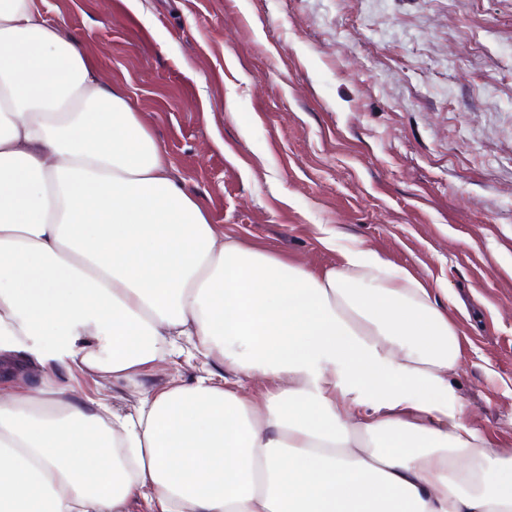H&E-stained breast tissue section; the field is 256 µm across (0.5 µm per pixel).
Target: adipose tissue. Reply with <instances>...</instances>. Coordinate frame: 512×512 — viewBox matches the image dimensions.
<instances>
[{
  "label": "adipose tissue",
  "instance_id": "1",
  "mask_svg": "<svg viewBox=\"0 0 512 512\" xmlns=\"http://www.w3.org/2000/svg\"><path fill=\"white\" fill-rule=\"evenodd\" d=\"M35 2L0 0V512H512L435 287L328 224L319 268L226 236ZM183 338L230 386L142 387ZM64 358L136 412L75 396Z\"/></svg>",
  "mask_w": 512,
  "mask_h": 512
}]
</instances>
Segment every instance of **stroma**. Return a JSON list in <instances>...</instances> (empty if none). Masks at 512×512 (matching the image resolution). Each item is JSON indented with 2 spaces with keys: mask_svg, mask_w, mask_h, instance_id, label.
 Returning <instances> with one entry per match:
<instances>
[{
  "mask_svg": "<svg viewBox=\"0 0 512 512\" xmlns=\"http://www.w3.org/2000/svg\"><path fill=\"white\" fill-rule=\"evenodd\" d=\"M176 179L248 245L315 266L334 225L446 288L451 379L512 448V0H41ZM192 345L156 390L211 369ZM134 412L135 387L76 377Z\"/></svg>",
  "mask_w": 512,
  "mask_h": 512,
  "instance_id": "obj_1",
  "label": "stroma"
}]
</instances>
